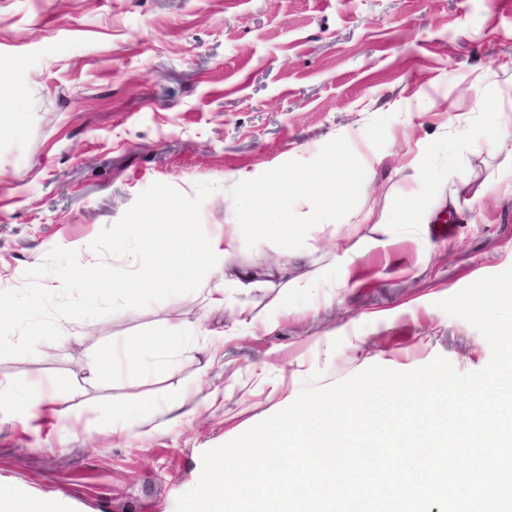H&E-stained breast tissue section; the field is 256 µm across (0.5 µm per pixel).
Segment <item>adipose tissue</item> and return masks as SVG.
I'll return each instance as SVG.
<instances>
[{"instance_id": "obj_1", "label": "adipose tissue", "mask_w": 512, "mask_h": 512, "mask_svg": "<svg viewBox=\"0 0 512 512\" xmlns=\"http://www.w3.org/2000/svg\"><path fill=\"white\" fill-rule=\"evenodd\" d=\"M238 241L236 233L210 239L206 246H198L192 239L179 238L176 250L185 259L193 261L199 256H206L210 267L217 276H224L225 264L234 252ZM180 399L171 398L157 405L151 416L128 421L122 417H112L105 424L112 435L125 434L129 429H137L139 435L148 436L162 427H172L182 423L186 415L182 411ZM9 411L19 423L27 424L42 416H50L57 427L66 429L80 418L71 403V398L58 389H36L20 387L0 382V411Z\"/></svg>"}]
</instances>
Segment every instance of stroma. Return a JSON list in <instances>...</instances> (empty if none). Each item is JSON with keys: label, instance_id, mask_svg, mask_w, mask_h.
<instances>
[{"label": "stroma", "instance_id": "stroma-1", "mask_svg": "<svg viewBox=\"0 0 512 512\" xmlns=\"http://www.w3.org/2000/svg\"><path fill=\"white\" fill-rule=\"evenodd\" d=\"M0 106V291L57 246L98 263L91 241L156 182L217 183L203 228L238 225L233 265L254 281L213 309L210 274L178 304L0 358V380H56L83 417L60 432L0 413V491L61 496L68 512H175L203 452L289 406L311 374L326 387L375 364L489 363L484 337L437 303L512 267V127L498 123L512 113V0H0ZM326 157L335 211L258 240L246 213L278 204L272 177L306 207ZM419 207L430 221L410 225ZM443 218L456 230L438 238ZM295 278L315 285L286 287ZM172 319L225 332L220 362L205 372L182 352L147 375L124 360L85 383L112 349L167 355ZM170 397L191 416L150 437L86 425Z\"/></svg>", "mask_w": 512, "mask_h": 512}]
</instances>
